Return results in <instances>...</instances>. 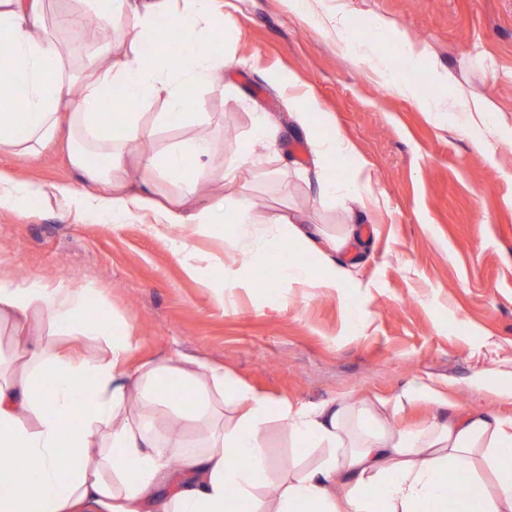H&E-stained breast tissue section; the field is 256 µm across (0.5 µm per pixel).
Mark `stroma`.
Listing matches in <instances>:
<instances>
[{"instance_id": "obj_1", "label": "stroma", "mask_w": 512, "mask_h": 512, "mask_svg": "<svg viewBox=\"0 0 512 512\" xmlns=\"http://www.w3.org/2000/svg\"><path fill=\"white\" fill-rule=\"evenodd\" d=\"M233 2L234 22L220 33L223 81L186 90L208 115L197 131L213 138L216 153L230 154L249 146L253 113H269L282 155L311 180L278 176L273 159L245 171L257 214L289 211L331 233L353 213L372 225L361 248L339 256L361 282L362 331L352 330L334 293L281 279L232 291L214 283V267H240L218 238L191 237L209 258L191 274L173 255L178 232L161 237L136 219L92 224L61 200L0 211V274L97 289L103 304L90 316L137 326L136 363L199 356L296 406L387 399L431 379L450 383L457 408L512 416V400L475 382L484 369L512 370V0H311L319 15L341 10L369 31L347 47L304 23L286 0ZM402 36L423 48L417 62L399 55ZM437 72L448 84L434 82ZM389 73L426 96L460 92L483 104L484 139L469 132L478 113L422 111L388 85ZM308 92L334 118L321 134L345 137L370 179L355 207L316 194L319 172L288 119L290 98ZM0 172L82 188L64 143L36 158H0ZM264 440L277 481L322 454L295 447L276 421Z\"/></svg>"}]
</instances>
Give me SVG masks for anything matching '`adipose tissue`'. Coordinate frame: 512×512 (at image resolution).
Here are the masks:
<instances>
[{
    "mask_svg": "<svg viewBox=\"0 0 512 512\" xmlns=\"http://www.w3.org/2000/svg\"><path fill=\"white\" fill-rule=\"evenodd\" d=\"M51 0H0V156L37 157L57 141L84 191L18 183L0 173V209L18 210L33 197L63 199L97 224L146 220L159 235L175 229L216 235L243 267L299 250L312 263L288 262L283 280L337 293L358 316L350 266L336 262L359 236L357 225L336 235L292 216L259 217L242 171L259 169L275 144L274 124L255 113L250 148L219 159L229 197L209 202L199 193L214 157L210 137L195 134L156 147L159 129L198 121L184 89L219 83L224 51L216 31L228 14L218 0H71L62 12ZM81 54L61 40L85 16ZM152 43V57L141 51ZM182 66H173V58ZM164 95L165 111L143 121L107 117L115 103L142 104ZM320 102L306 95L291 121L302 129L315 168L352 164L349 143L317 130ZM171 183L173 194L159 186ZM99 299L91 288L51 287L40 278L0 276V325L19 338L0 355V449L12 463L0 469V512H512V416L464 409L419 428L394 426L405 405L427 401L451 407L448 395L421 382L390 400L295 406L234 383L222 369L181 355L130 367L134 326L108 315L89 317ZM103 342L100 356L77 359L62 339ZM177 380L185 401L163 396ZM173 416L191 433L161 432ZM283 422L294 443L324 449L314 465L294 470L269 499L273 463L262 427ZM463 481L464 500L449 502L451 480Z\"/></svg>",
    "mask_w": 512,
    "mask_h": 512,
    "instance_id": "adipose-tissue-1",
    "label": "adipose tissue"
}]
</instances>
